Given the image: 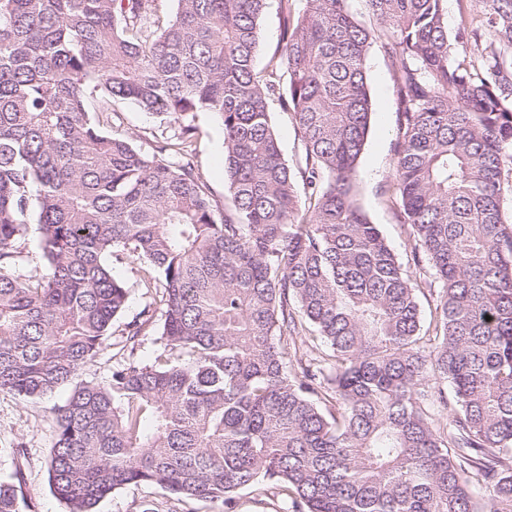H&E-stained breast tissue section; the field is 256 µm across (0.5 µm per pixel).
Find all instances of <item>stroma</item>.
Wrapping results in <instances>:
<instances>
[{
    "instance_id": "1",
    "label": "stroma",
    "mask_w": 512,
    "mask_h": 512,
    "mask_svg": "<svg viewBox=\"0 0 512 512\" xmlns=\"http://www.w3.org/2000/svg\"><path fill=\"white\" fill-rule=\"evenodd\" d=\"M373 103L370 131L357 166V199L370 220L378 224L401 261L411 258L413 241L409 228L402 224L396 210L386 199L394 183V142L397 132V96L392 81V64L379 49H371L367 58ZM272 129L279 141L282 156L292 168L304 164V146L295 120L278 101L269 104ZM103 130L130 136L144 152H153L157 143L172 137L178 129L174 118L140 110L127 101L114 103L112 111L99 115ZM198 127L195 164L207 183L215 206L224 204V130L213 114L202 112L196 117ZM114 277L130 288L127 305L119 325L141 319L150 311L153 319L137 347V356L154 360L162 353L159 340L162 325L159 290L142 288L144 265L136 257L118 252L111 260ZM24 445V457L10 456L9 448ZM54 435L44 404L23 401L0 393V479H7L15 469H23L22 493L27 512H68V507L53 491L49 482L47 459ZM154 502L159 512H220L217 504L206 501H178L159 488L129 487L104 498L97 512H136L141 501Z\"/></svg>"
}]
</instances>
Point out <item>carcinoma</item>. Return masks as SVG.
<instances>
[{
	"instance_id": "carcinoma-1",
	"label": "carcinoma",
	"mask_w": 512,
	"mask_h": 512,
	"mask_svg": "<svg viewBox=\"0 0 512 512\" xmlns=\"http://www.w3.org/2000/svg\"><path fill=\"white\" fill-rule=\"evenodd\" d=\"M0 0V392L42 400L69 512L155 486L237 512L258 489L292 512H512V0L448 31L446 0H305L264 71L267 0ZM393 65L394 190L412 278L355 194L372 101ZM172 115L152 154L102 132L88 89ZM305 148L292 170L269 102ZM224 126V212L195 166L196 115ZM44 268L23 275L29 226ZM162 286L164 353L75 382L128 298L108 258ZM434 299L423 325L418 292ZM306 359L288 369L286 342ZM23 473L0 481L22 512Z\"/></svg>"
}]
</instances>
